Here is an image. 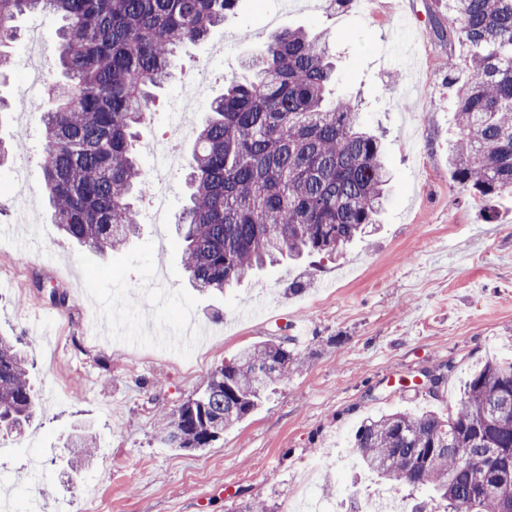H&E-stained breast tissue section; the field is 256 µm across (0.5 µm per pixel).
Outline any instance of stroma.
I'll list each match as a JSON object with an SVG mask.
<instances>
[{
  "mask_svg": "<svg viewBox=\"0 0 512 512\" xmlns=\"http://www.w3.org/2000/svg\"><path fill=\"white\" fill-rule=\"evenodd\" d=\"M278 26L304 29L335 53L330 95L356 99L381 135L389 201L377 230L342 254L284 262L222 293L192 288L181 262L175 224L193 137L180 140L182 165L168 174L167 223H156L151 197L138 199L139 233L102 257L47 218L37 116L19 107L0 115V139L20 146L0 168V336L25 348L38 398L22 436L0 435V479L11 484L0 512H241L257 500L282 512L315 459L333 450L351 458L363 420L446 412L474 369L512 357V195L494 199L487 223L483 203L448 169L456 120L443 62L464 51L448 0H373L367 12L357 0L340 10L329 0H238L205 40L180 48L141 132V171L149 144L176 123L182 78L203 68L212 94L222 93ZM230 36L233 49L212 58ZM299 279L305 290L289 294ZM54 291L66 307L51 304ZM301 319L311 328L298 346L303 361L258 410L212 447L159 443L157 410H177L215 367L294 335ZM439 367L447 383L434 400L419 380ZM79 426L97 446L74 472L68 440ZM390 490L348 464L311 483L321 512Z\"/></svg>",
  "mask_w": 512,
  "mask_h": 512,
  "instance_id": "35a3bbf8",
  "label": "stroma"
}]
</instances>
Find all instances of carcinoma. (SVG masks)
I'll return each instance as SVG.
<instances>
[{"label": "carcinoma", "mask_w": 512, "mask_h": 512, "mask_svg": "<svg viewBox=\"0 0 512 512\" xmlns=\"http://www.w3.org/2000/svg\"><path fill=\"white\" fill-rule=\"evenodd\" d=\"M237 0H0V72L10 67L15 19L41 12L63 21L50 90L40 112L42 164L52 222L101 254L140 229L137 198L151 183L136 164L147 109L177 48L224 23ZM455 33L467 48L444 63L454 87L453 181L485 202L512 193V0H453ZM211 103L185 180L192 188L178 229L193 286L222 292L254 271L305 253L333 256L378 222L392 174L379 139L346 99L327 102L329 48L284 28ZM296 339L262 341L214 369L204 391L169 415L162 444L209 448L288 378ZM24 355L0 337V432L19 434L35 410ZM78 469L95 441L80 429ZM353 452L368 470L429 491L411 512H512V360L472 372L446 413L396 411L366 419Z\"/></svg>", "instance_id": "obj_1"}]
</instances>
